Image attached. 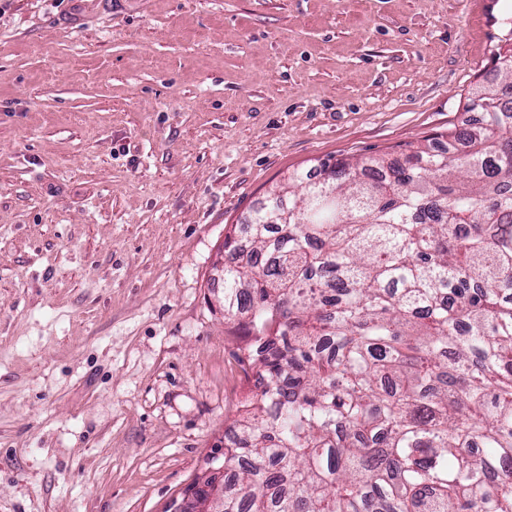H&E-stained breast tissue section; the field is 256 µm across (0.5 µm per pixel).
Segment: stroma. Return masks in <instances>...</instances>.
Masks as SVG:
<instances>
[{"label":"stroma","mask_w":512,"mask_h":512,"mask_svg":"<svg viewBox=\"0 0 512 512\" xmlns=\"http://www.w3.org/2000/svg\"><path fill=\"white\" fill-rule=\"evenodd\" d=\"M512 0H11L0 512H167L253 390L213 299L285 183L465 121Z\"/></svg>","instance_id":"obj_1"}]
</instances>
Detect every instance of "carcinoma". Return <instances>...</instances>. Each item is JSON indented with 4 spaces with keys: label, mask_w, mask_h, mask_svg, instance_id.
Wrapping results in <instances>:
<instances>
[{
    "label": "carcinoma",
    "mask_w": 512,
    "mask_h": 512,
    "mask_svg": "<svg viewBox=\"0 0 512 512\" xmlns=\"http://www.w3.org/2000/svg\"><path fill=\"white\" fill-rule=\"evenodd\" d=\"M479 114L272 192L224 238V320L258 387L224 512H512V28Z\"/></svg>",
    "instance_id": "carcinoma-1"
}]
</instances>
